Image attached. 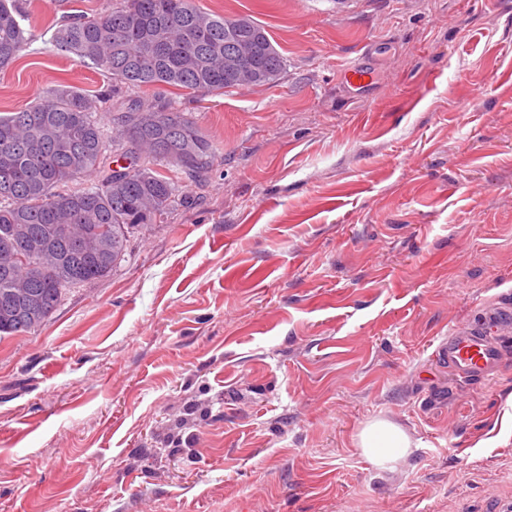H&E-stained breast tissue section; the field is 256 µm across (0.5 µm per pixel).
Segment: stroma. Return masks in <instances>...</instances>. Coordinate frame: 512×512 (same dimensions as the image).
<instances>
[{
	"instance_id": "1",
	"label": "stroma",
	"mask_w": 512,
	"mask_h": 512,
	"mask_svg": "<svg viewBox=\"0 0 512 512\" xmlns=\"http://www.w3.org/2000/svg\"><path fill=\"white\" fill-rule=\"evenodd\" d=\"M0 70V113L112 78L58 51ZM247 16L273 86L128 89L216 156L109 278L0 338V512H512V346L479 383L435 350L512 295V0H194ZM374 82L348 90L341 70ZM372 419L412 442L363 456ZM357 446L367 459L393 470L409 454L412 444L399 426L384 419H374L357 434Z\"/></svg>"
}]
</instances>
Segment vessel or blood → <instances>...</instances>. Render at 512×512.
Returning <instances> with one entry per match:
<instances>
[{
  "instance_id": "obj_1",
  "label": "vessel or blood",
  "mask_w": 512,
  "mask_h": 512,
  "mask_svg": "<svg viewBox=\"0 0 512 512\" xmlns=\"http://www.w3.org/2000/svg\"><path fill=\"white\" fill-rule=\"evenodd\" d=\"M512 333V303L504 301L486 312L478 325L459 327L449 333L437 353L459 379L478 381L500 366L504 335Z\"/></svg>"
}]
</instances>
